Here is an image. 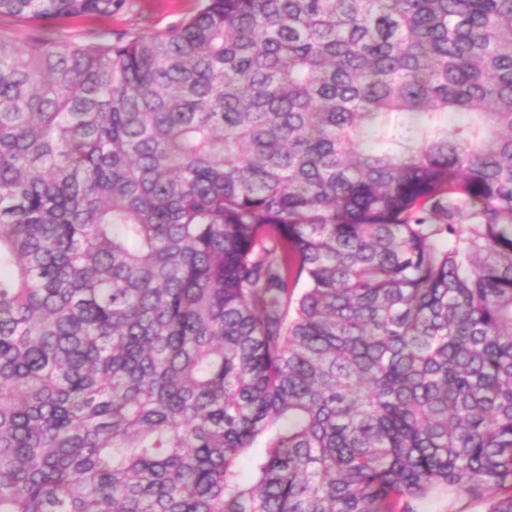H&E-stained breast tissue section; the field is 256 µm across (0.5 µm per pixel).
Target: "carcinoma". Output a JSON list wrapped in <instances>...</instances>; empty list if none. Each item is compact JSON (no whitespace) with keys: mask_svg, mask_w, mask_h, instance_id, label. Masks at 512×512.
I'll use <instances>...</instances> for the list:
<instances>
[{"mask_svg":"<svg viewBox=\"0 0 512 512\" xmlns=\"http://www.w3.org/2000/svg\"><path fill=\"white\" fill-rule=\"evenodd\" d=\"M123 5L0 0V512H512V0ZM124 9L109 19H90L71 25L87 40L112 39L125 34H151L177 25L195 14L200 0H125ZM420 512H482L483 507L480 503L467 499L459 498L448 502L447 498L432 497L424 501L420 507Z\"/></svg>","mask_w":512,"mask_h":512,"instance_id":"carcinoma-1","label":"carcinoma"}]
</instances>
